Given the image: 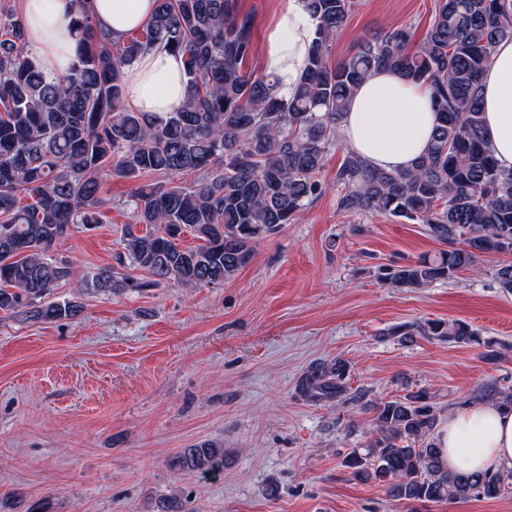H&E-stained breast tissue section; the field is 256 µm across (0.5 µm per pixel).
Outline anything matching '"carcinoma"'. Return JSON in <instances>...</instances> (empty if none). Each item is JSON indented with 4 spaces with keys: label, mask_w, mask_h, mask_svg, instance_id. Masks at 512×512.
<instances>
[{
    "label": "carcinoma",
    "mask_w": 512,
    "mask_h": 512,
    "mask_svg": "<svg viewBox=\"0 0 512 512\" xmlns=\"http://www.w3.org/2000/svg\"><path fill=\"white\" fill-rule=\"evenodd\" d=\"M77 63L48 75L27 46L22 17L0 11V311L43 322L71 320L81 303L55 300L75 280L86 291L146 292L171 282L205 287L230 280L260 243L297 219L321 194L317 174L348 105L373 72L389 69L425 85L437 125L425 153L409 168L386 171L350 152L337 172L346 187L340 207L376 211L425 225L444 248L397 265L376 279L419 289L478 269L484 255H512V170L501 169L483 135L481 76L495 44L512 38V0H436L425 40L410 48L400 27L360 42L349 58L332 59L336 31L356 0H307L319 27L305 74L290 99L272 93L271 76L246 68L254 18L236 0H156L142 27L116 38L95 29L87 0H78ZM180 55L188 91L164 115L124 105L123 69L157 46ZM192 173L191 183L176 178ZM134 184L143 235L128 229L125 255L88 271L51 256L78 226L102 223L107 202L100 179ZM149 175L158 183H141ZM190 232L200 244L182 246ZM146 272H121L125 260ZM512 293V262L495 269ZM402 344L420 337L477 345L495 364L501 352L463 321L392 326ZM350 364L334 358L301 375L299 394L314 405L349 395ZM512 409V389L487 382L467 400ZM372 437L342 464L353 479L378 482L390 499L455 503L512 494V467L448 470L434 442L439 421L426 388L371 401ZM171 481L189 473L224 472V445L201 441L167 461Z\"/></svg>",
    "instance_id": "carcinoma-1"
}]
</instances>
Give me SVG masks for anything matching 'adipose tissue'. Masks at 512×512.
I'll return each instance as SVG.
<instances>
[{"instance_id":"ef3b65f1","label":"adipose tissue","mask_w":512,"mask_h":512,"mask_svg":"<svg viewBox=\"0 0 512 512\" xmlns=\"http://www.w3.org/2000/svg\"><path fill=\"white\" fill-rule=\"evenodd\" d=\"M97 27L120 36L143 25L155 0H89ZM27 41L50 75L73 65L78 35L76 0H22ZM318 21L304 0H280L265 32L261 69L277 97L291 98L304 74ZM127 100L141 112L173 111L187 94L182 59L165 48L124 69ZM484 131L501 168L512 169V39L499 41L482 77ZM436 124L428 89L392 71H379L357 90L341 125L345 144L384 170L410 167L425 151ZM437 443L454 471L512 466V410L466 405L450 414Z\"/></svg>"}]
</instances>
